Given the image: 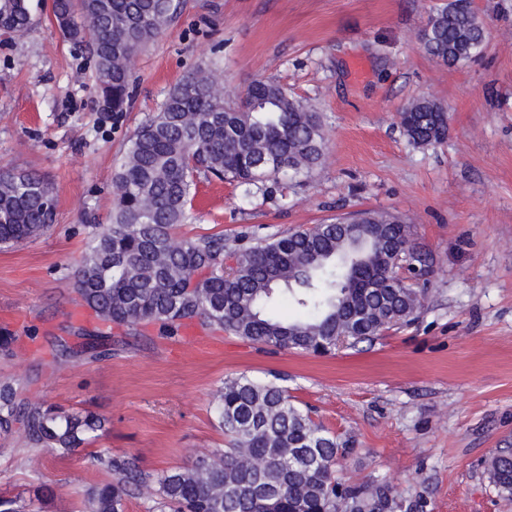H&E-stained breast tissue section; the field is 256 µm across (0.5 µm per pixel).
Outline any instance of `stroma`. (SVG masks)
<instances>
[{"label": "stroma", "instance_id": "35a3bbf8", "mask_svg": "<svg viewBox=\"0 0 512 512\" xmlns=\"http://www.w3.org/2000/svg\"><path fill=\"white\" fill-rule=\"evenodd\" d=\"M182 2L136 54L133 100L119 115L93 102V63L63 43L52 0H32L26 35H0V163L44 175L56 208L49 234L0 246V327L22 347L0 357V380L31 401L107 416L102 447L161 472L223 448L211 406L224 379L276 373L344 443L348 481L387 483L425 512H512L483 468L512 443V0H473L487 44L455 66L417 44L436 0ZM199 66L234 97L271 78L316 103L326 161L250 196L200 176L195 219L178 236L256 242L363 210L399 213L429 266L415 323L323 357L194 327L163 339L151 325L101 360L60 362L31 345L33 328L77 307L75 261L112 209L127 134ZM422 95L445 106L448 134L416 148L397 112ZM48 478L58 489L43 512H82L86 490L107 475L0 435V491L26 496Z\"/></svg>", "mask_w": 512, "mask_h": 512}]
</instances>
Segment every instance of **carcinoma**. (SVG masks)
<instances>
[{
  "instance_id": "carcinoma-1",
  "label": "carcinoma",
  "mask_w": 512,
  "mask_h": 512,
  "mask_svg": "<svg viewBox=\"0 0 512 512\" xmlns=\"http://www.w3.org/2000/svg\"><path fill=\"white\" fill-rule=\"evenodd\" d=\"M180 0H53L52 16L65 41L90 51L93 93L104 112L127 111L130 61L157 38ZM33 24L30 0H0V30L23 36ZM486 30L474 9L446 0L419 36L423 50L455 66L478 57ZM400 127L410 145L445 138L448 114L431 97L403 106ZM325 140L312 107L278 82H253L233 102L210 68L176 84L159 112L127 142L114 177L108 224L90 235L74 292L102 328L43 339L59 359L112 355V327L143 324L166 336L187 323L222 331L260 347L325 356L343 342L372 341L415 322L425 290L396 273L398 255L410 270L425 260L413 229L391 212H362L254 244L224 234L179 237L194 219L199 175L249 187L281 176L307 177L321 165ZM55 220L49 183L33 172L0 169V243L45 235ZM213 412L227 447L200 453L189 465L153 474L133 455H92L111 476L90 488L88 512H126L148 496L149 512H397L383 483L351 484L336 469V435L296 406L273 380L242 375L216 392ZM103 416L31 403L0 383V434L17 431L30 448L78 455L108 430ZM484 472L512 498V448H496Z\"/></svg>"
}]
</instances>
